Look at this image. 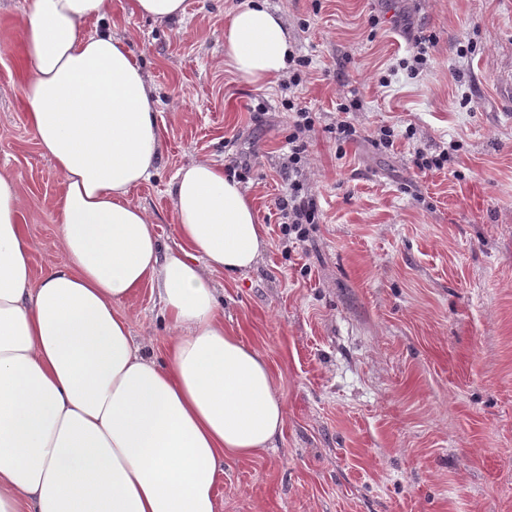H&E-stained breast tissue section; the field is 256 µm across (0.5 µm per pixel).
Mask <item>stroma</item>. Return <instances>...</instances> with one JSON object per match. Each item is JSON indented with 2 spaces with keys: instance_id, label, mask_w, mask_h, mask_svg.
<instances>
[{
  "instance_id": "stroma-1",
  "label": "stroma",
  "mask_w": 512,
  "mask_h": 512,
  "mask_svg": "<svg viewBox=\"0 0 512 512\" xmlns=\"http://www.w3.org/2000/svg\"><path fill=\"white\" fill-rule=\"evenodd\" d=\"M239 2L186 0L182 18L156 22L114 0L108 22L142 65L162 135L131 201L175 245L168 185L210 158L264 226L257 265L213 284L287 417L275 448L225 460L219 512H512V0H268L307 65L299 84L263 86L222 64ZM27 6L0 0V168L25 201L38 280L63 260L61 176L9 90L24 77ZM413 31L433 42L415 72L402 67ZM350 91L362 110L338 112ZM298 108L315 123L292 168ZM343 119L359 135L340 144ZM419 152L448 162L420 173ZM295 182L319 214L301 239L275 206ZM123 311L163 357L149 288Z\"/></svg>"
}]
</instances>
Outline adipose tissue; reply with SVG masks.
Here are the masks:
<instances>
[{
    "label": "adipose tissue",
    "instance_id": "obj_1",
    "mask_svg": "<svg viewBox=\"0 0 512 512\" xmlns=\"http://www.w3.org/2000/svg\"><path fill=\"white\" fill-rule=\"evenodd\" d=\"M112 0H30L22 28L26 119L61 175L65 258L32 283L23 200L0 170V512H217L224 460L273 447L286 411L264 355L224 328L213 274L253 267L266 240L221 166L169 185L177 248L133 188L161 133L135 55L101 24ZM293 45L266 0L224 26L225 67L262 84ZM150 288L171 334L165 363L122 311Z\"/></svg>",
    "mask_w": 512,
    "mask_h": 512
}]
</instances>
